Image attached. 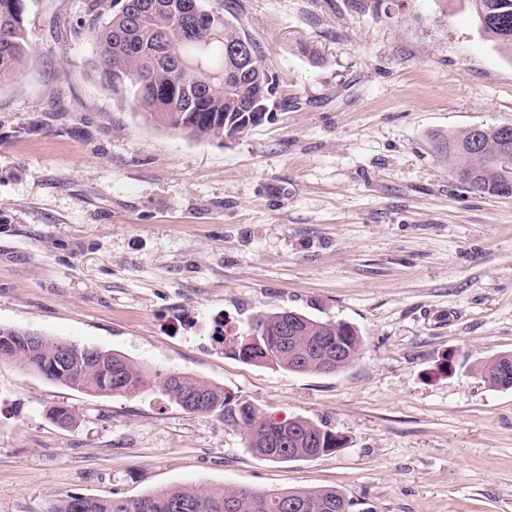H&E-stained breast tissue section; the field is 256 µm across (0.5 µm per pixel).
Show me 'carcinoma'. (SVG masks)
Listing matches in <instances>:
<instances>
[{
    "mask_svg": "<svg viewBox=\"0 0 512 512\" xmlns=\"http://www.w3.org/2000/svg\"><path fill=\"white\" fill-rule=\"evenodd\" d=\"M119 8L101 19L91 16L80 26L96 45V68L102 80L125 98L130 108L153 123L193 139L224 138V112L236 107L248 114L257 87L248 73L228 74L225 47L249 35L224 17V0H193L207 17L206 30L195 23H180L188 0H99ZM479 30L495 44L512 52V0H470ZM25 0H0V84L17 77L28 55L24 28ZM501 126H482L476 133L465 129L437 143L460 184L471 191L497 196L512 185V157L502 155ZM258 335L267 337L263 347L242 353L248 362L274 357L284 370L307 374L319 371L323 358L319 343L338 339L345 356L331 372L350 366L361 349V337L350 323L322 320L307 314L285 325L280 313L256 318ZM27 331L0 325V346L11 347L7 363L22 371L98 395H111L120 383L131 391L146 387L143 368L125 356L112 353V369L84 362L85 347L40 335V349L32 351ZM68 353L71 362L57 356ZM480 375L496 387L512 388V353L485 362ZM169 400L182 408L194 403L192 412L217 414L244 431L247 448L273 462L305 460L338 449L333 432L301 418L274 427L262 421L251 404L223 387L191 375L172 385L156 382ZM351 503L336 488L256 491L240 487L203 485L160 489L133 499H104L68 495L50 512H350Z\"/></svg>",
    "mask_w": 512,
    "mask_h": 512,
    "instance_id": "carcinoma-1",
    "label": "carcinoma"
}]
</instances>
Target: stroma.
<instances>
[{
	"label": "stroma",
	"instance_id": "stroma-1",
	"mask_svg": "<svg viewBox=\"0 0 512 512\" xmlns=\"http://www.w3.org/2000/svg\"><path fill=\"white\" fill-rule=\"evenodd\" d=\"M90 0H25L0 85V325L213 382L346 439L277 463L155 387L99 396L0 364V512L177 485L336 488L350 512H512V199L470 191L437 137L512 123V54L469 0H224L290 100L231 140L133 112L78 33ZM294 310L358 331L298 374L232 351ZM66 407L64 428L49 417ZM479 373L493 386L512 388V353L500 354L485 362ZM504 374L507 375L504 377Z\"/></svg>",
	"mask_w": 512,
	"mask_h": 512
}]
</instances>
